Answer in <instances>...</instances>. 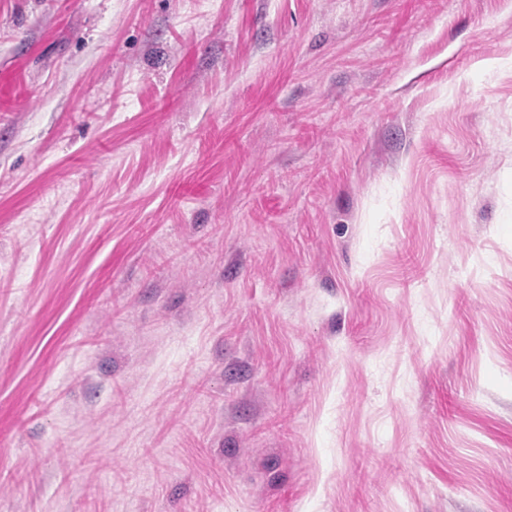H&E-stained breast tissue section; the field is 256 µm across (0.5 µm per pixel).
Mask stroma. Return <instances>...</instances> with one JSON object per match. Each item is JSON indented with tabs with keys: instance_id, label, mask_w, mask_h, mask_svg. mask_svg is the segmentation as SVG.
Masks as SVG:
<instances>
[{
	"instance_id": "1",
	"label": "stroma",
	"mask_w": 512,
	"mask_h": 512,
	"mask_svg": "<svg viewBox=\"0 0 512 512\" xmlns=\"http://www.w3.org/2000/svg\"><path fill=\"white\" fill-rule=\"evenodd\" d=\"M0 512H512V0H0Z\"/></svg>"
}]
</instances>
